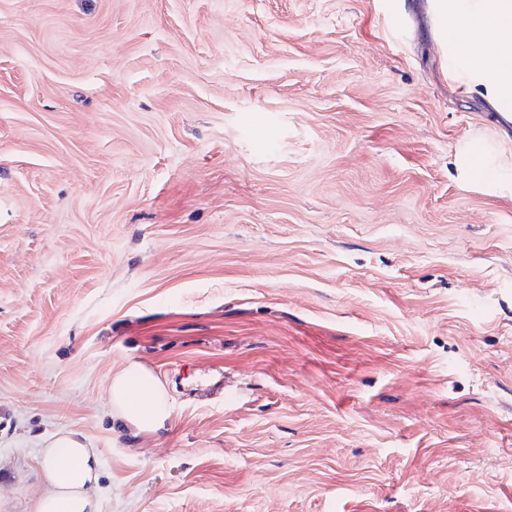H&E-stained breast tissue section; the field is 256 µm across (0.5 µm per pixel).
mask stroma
I'll list each match as a JSON object with an SVG mask.
<instances>
[{
	"mask_svg": "<svg viewBox=\"0 0 512 512\" xmlns=\"http://www.w3.org/2000/svg\"><path fill=\"white\" fill-rule=\"evenodd\" d=\"M418 2L0 0V512L69 430L100 512H512V127ZM455 164L462 181L512 202V151L507 154L497 142L471 137L458 146ZM108 394L115 416L139 431L154 433L170 417L163 385L139 364L128 363L114 371Z\"/></svg>",
	"mask_w": 512,
	"mask_h": 512,
	"instance_id": "1",
	"label": "stroma"
}]
</instances>
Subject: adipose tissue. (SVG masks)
Segmentation results:
<instances>
[{
  "mask_svg": "<svg viewBox=\"0 0 512 512\" xmlns=\"http://www.w3.org/2000/svg\"><path fill=\"white\" fill-rule=\"evenodd\" d=\"M444 37L445 74L465 93L484 96L512 121V0H426ZM462 181L512 201V153L494 141L471 137L457 148ZM109 401L116 417L142 432L163 428L170 407L160 380L130 363L113 372ZM45 483L35 512H97L100 454L86 436L59 433L46 440Z\"/></svg>",
  "mask_w": 512,
  "mask_h": 512,
  "instance_id": "1",
  "label": "adipose tissue"
}]
</instances>
